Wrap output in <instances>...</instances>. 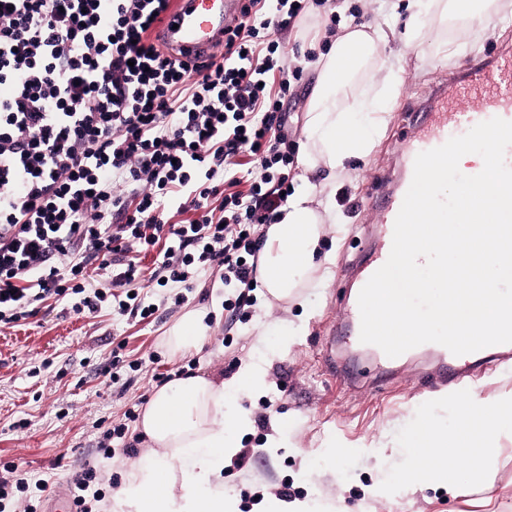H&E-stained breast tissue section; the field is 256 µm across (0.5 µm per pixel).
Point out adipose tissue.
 Here are the masks:
<instances>
[{"mask_svg":"<svg viewBox=\"0 0 512 512\" xmlns=\"http://www.w3.org/2000/svg\"><path fill=\"white\" fill-rule=\"evenodd\" d=\"M410 8L399 35L408 47L421 39L423 19L429 15L454 19L476 32L501 20L495 0H411ZM390 38L389 31L369 23L327 38L325 51L313 63L317 80L298 151L305 172L323 168L333 175L350 159L366 157L374 149L387 123L389 101L398 92L394 71L379 51ZM368 72L384 75L385 94L373 102L352 91L355 78ZM322 206L315 190L297 192L280 219L267 225L258 267L264 297L297 301L305 281L319 286L325 282ZM205 319L202 311L190 310L170 328L163 342L172 355L202 347L210 334ZM267 387L259 358L244 362L227 381L178 376L156 389L140 429L167 453L143 456L128 471L109 512H238L219 477L226 461L239 453L240 436L251 428L252 419L230 403ZM451 400L459 410L454 436L443 437L430 420L416 421L398 440L406 454L394 479L373 486L372 497L388 499L409 488L451 484L458 466L474 478L488 474L489 453L502 440L512 441V392L500 398L455 393Z\"/></svg>","mask_w":512,"mask_h":512,"instance_id":"obj_1","label":"adipose tissue"}]
</instances>
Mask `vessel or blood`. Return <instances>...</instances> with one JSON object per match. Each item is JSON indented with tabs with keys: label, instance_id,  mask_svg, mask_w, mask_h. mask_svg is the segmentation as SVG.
<instances>
[{
	"label": "vessel or blood",
	"instance_id": "obj_1",
	"mask_svg": "<svg viewBox=\"0 0 512 512\" xmlns=\"http://www.w3.org/2000/svg\"><path fill=\"white\" fill-rule=\"evenodd\" d=\"M243 0H176L164 25L157 32L160 43L180 60L210 54L224 42V30L240 14ZM463 82L452 91L435 94L429 105H413L408 116L413 126L405 157V174L399 187H392L390 174L381 183L388 190L373 204L381 216L380 245L368 261H353L360 282H367L388 259L395 219L413 178L416 156L445 144L450 138L465 134L478 123L498 117L512 121V52L468 66Z\"/></svg>",
	"mask_w": 512,
	"mask_h": 512
}]
</instances>
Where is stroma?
Returning a JSON list of instances; mask_svg holds the SVG:
<instances>
[{"label": "stroma", "mask_w": 512, "mask_h": 512, "mask_svg": "<svg viewBox=\"0 0 512 512\" xmlns=\"http://www.w3.org/2000/svg\"><path fill=\"white\" fill-rule=\"evenodd\" d=\"M333 14L344 27L402 23L388 0H327L313 9L310 21L278 35L281 58L300 73L291 82V99L284 102L288 137L294 141L303 138L316 82L314 71L304 64L310 37L324 30ZM461 38L468 42L467 56H484L512 46V23L477 34L429 23L415 48H402L396 41L382 47L401 93L373 151L350 161L326 188L338 218L324 236L332 253V275L325 287L303 289L302 302L266 303L254 296L241 307L236 289L203 273L189 289L144 282L140 296L157 308L146 321L118 315L105 303L92 315L58 305L42 309L23 325L0 326V465L14 463L28 481L48 483L47 492L25 490L0 512H46L50 493L72 494L88 464L97 470L91 489L99 499L92 502V512H103L124 474L155 450L137 422L125 421V412L142 410L163 375L231 378L243 361L255 356L258 327L264 322L297 326L301 334L287 352L270 357L268 392L239 402L253 424L242 437L237 458L224 467V493L236 500L238 512H257L260 496L267 493L292 500L316 498L338 512H512V442L506 440L484 480L474 483L467 473H459L466 495L447 486L423 487L389 500L369 497L370 487L391 477L399 455L391 443L408 425L427 418L449 436L458 410L441 401L445 390L437 385L434 351L386 361L353 345L346 335L356 318L350 304L355 285L345 268L378 243V214L370 205L384 190L378 177L388 171L401 178L410 136L403 114L433 85L454 84L462 61L445 58L442 44ZM191 309L206 312L213 339L200 352L172 357L162 338ZM331 357L342 366L334 376L326 368ZM120 422L126 425L124 437L112 439L111 453H104L97 446L100 436ZM281 423L288 426L287 447H267ZM332 443L348 448L349 456L306 478L314 454ZM381 443L388 449L380 459L372 449Z\"/></svg>", "instance_id": "35a3bbf8"}]
</instances>
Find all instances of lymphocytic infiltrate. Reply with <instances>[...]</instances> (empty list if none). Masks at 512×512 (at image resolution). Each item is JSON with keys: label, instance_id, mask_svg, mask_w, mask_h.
<instances>
[{"label": "lymphocytic infiltrate", "instance_id": "lymphocytic-infiltrate-1", "mask_svg": "<svg viewBox=\"0 0 512 512\" xmlns=\"http://www.w3.org/2000/svg\"><path fill=\"white\" fill-rule=\"evenodd\" d=\"M311 5L246 0L223 56L187 62L153 38L168 0H0V324L50 299L148 318L145 275L187 288L211 271L246 301L263 246L250 227L291 194L276 36Z\"/></svg>", "mask_w": 512, "mask_h": 512}]
</instances>
